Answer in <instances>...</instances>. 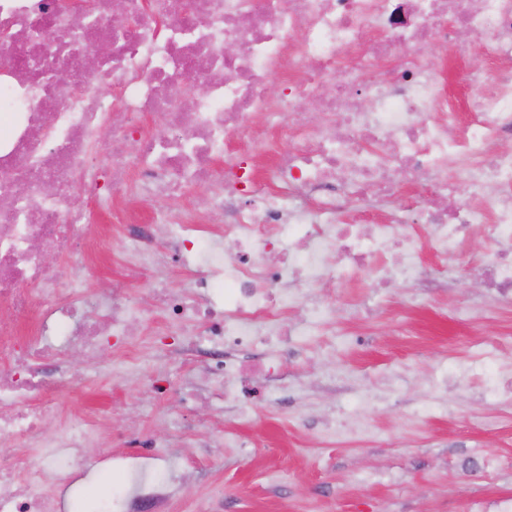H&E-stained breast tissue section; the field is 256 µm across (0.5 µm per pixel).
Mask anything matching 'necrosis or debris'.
Listing matches in <instances>:
<instances>
[{"label": "necrosis or debris", "instance_id": "1", "mask_svg": "<svg viewBox=\"0 0 512 512\" xmlns=\"http://www.w3.org/2000/svg\"><path fill=\"white\" fill-rule=\"evenodd\" d=\"M114 2L129 25L107 23ZM456 28L472 41L456 40ZM3 31L12 40L0 68L13 76L0 89L26 106L0 113V436L16 447L0 456V512H55L46 485L85 467L99 440L94 421L46 431L71 380L63 352L95 351L105 330L131 342L152 319L127 280L101 297L81 280L60 288L35 242L92 264L110 253L94 231L105 215L129 227L130 270L171 259L196 268L190 292L148 294L170 329L204 327L184 345L209 343L204 374L223 379L233 401L273 378L282 346L327 335L335 309L318 286L363 270L379 289L414 279L421 249L450 257L481 228L493 251L475 261L481 286L512 296V150L501 146L512 139V0H95L77 18L60 0H0ZM100 45L108 54L87 70L84 56ZM429 45L497 66H461L455 79L470 96L460 100ZM188 74L199 89L177 97ZM276 75L288 85L279 96ZM270 129L283 149L272 151ZM418 172L424 191L404 197L402 177ZM203 188L224 216L209 235L189 219L141 220L126 208ZM372 196L396 206L371 211ZM163 228L164 253L155 247ZM291 307L294 322L283 316ZM117 469L112 504L126 512H155L163 489L184 479L173 458Z\"/></svg>", "mask_w": 512, "mask_h": 512}]
</instances>
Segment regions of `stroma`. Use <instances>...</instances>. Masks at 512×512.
I'll use <instances>...</instances> for the list:
<instances>
[{
  "label": "stroma",
  "mask_w": 512,
  "mask_h": 512,
  "mask_svg": "<svg viewBox=\"0 0 512 512\" xmlns=\"http://www.w3.org/2000/svg\"><path fill=\"white\" fill-rule=\"evenodd\" d=\"M104 232L112 253L98 268L56 260L61 287L81 274L91 290L110 289L127 238L121 224ZM489 253L478 231L449 260L447 283L424 251L415 284L382 295L363 271L336 285L335 337L283 347L284 386L236 414L220 379L202 405H182L200 381L196 357L162 366L164 399L145 391L135 369L181 342L162 311L136 344L104 337L92 360L68 349L75 370L118 360L128 372L63 394L62 414L103 415V437L85 472H60L47 494L80 490L83 512H97L101 472L153 440L170 446L187 477L162 512H512V347L498 344L512 331V301L468 274L470 260Z\"/></svg>",
  "instance_id": "35a3bbf8"
}]
</instances>
